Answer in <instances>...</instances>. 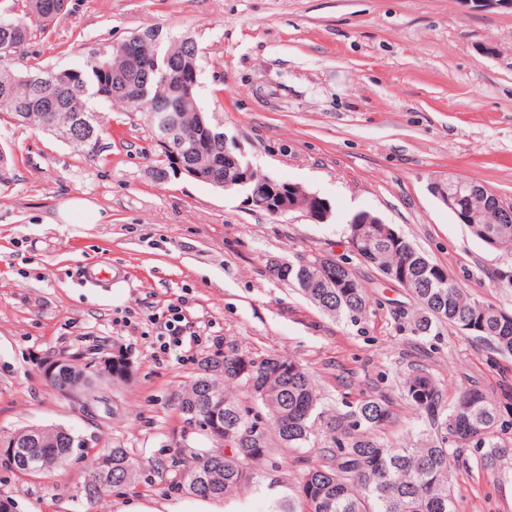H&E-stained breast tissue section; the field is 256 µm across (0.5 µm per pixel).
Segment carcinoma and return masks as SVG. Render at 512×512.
I'll list each match as a JSON object with an SVG mask.
<instances>
[{"mask_svg": "<svg viewBox=\"0 0 512 512\" xmlns=\"http://www.w3.org/2000/svg\"><path fill=\"white\" fill-rule=\"evenodd\" d=\"M61 0H24V14L12 26H0V51L14 54L27 46L33 27L43 32L56 23ZM157 55L159 67L146 71L141 60ZM202 52L191 38L166 41L159 30L147 28L122 40L117 47L95 51L78 68L46 70L34 65L18 72L0 67V121L12 123L26 113V126L62 139L78 158L108 161L106 127L90 108L93 99L119 101L138 112L150 126L157 155L152 178L167 181L174 174L168 152L156 142L154 112H176L179 124L174 141L182 153L203 151L216 161L209 185H224V132L213 128L208 141L197 136L203 111L198 93L182 102L171 95L175 77L200 67ZM101 138H89L90 130ZM15 157L0 149V186L11 182ZM492 191L478 194L470 207L480 223L469 226L482 243L495 240V250L512 252V223H499ZM371 224H350L347 233H370L368 247L357 260L389 276L407 272L395 283L416 304L411 333L427 337L438 324L449 323L489 346L486 361L498 365L512 356V311L486 304L459 287L445 269L419 252L405 237L372 232ZM269 270L323 312L359 325L373 312L367 289L346 258L334 261L298 255L287 264L270 260ZM403 396L422 428L409 440H390L382 430L393 420L385 395L366 396L345 411L319 410L320 394L309 371L297 360L278 355L254 357L230 352L205 357L190 390L179 399L184 422L209 438L215 448L195 455L193 464L176 473L171 489L202 498H233L255 478L256 468L271 460L273 442L284 448H308L320 443L316 459L308 462L298 495L309 512H460L456 492L457 469L471 474L493 471L512 447L501 434L512 428V395L494 399L473 387L448 403L437 379L416 366L400 383ZM467 448L480 450L475 461ZM4 464L31 474L61 467L85 450L59 432L33 448H1ZM136 465L125 448H109L94 458L84 487L93 498L102 489L118 487Z\"/></svg>", "mask_w": 512, "mask_h": 512, "instance_id": "obj_1", "label": "carcinoma"}]
</instances>
